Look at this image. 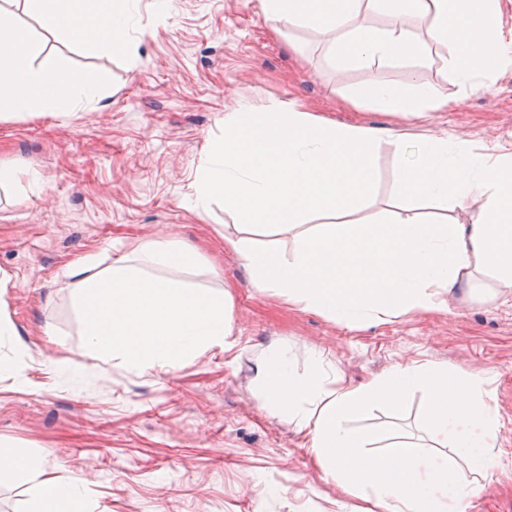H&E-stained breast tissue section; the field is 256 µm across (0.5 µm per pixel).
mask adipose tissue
<instances>
[{
	"mask_svg": "<svg viewBox=\"0 0 512 512\" xmlns=\"http://www.w3.org/2000/svg\"><path fill=\"white\" fill-rule=\"evenodd\" d=\"M262 5L282 25L316 28L340 67L419 56L422 45L402 25L409 15L430 18L429 38L453 46L454 66L463 76L492 69L502 54L496 0H262ZM379 10L392 18L391 26L359 24L361 13ZM355 99L391 112L437 103L418 79L402 91L369 84ZM387 135L376 127L329 124L291 105L269 112L241 107L225 115L224 136L197 171L195 207L204 211L214 197L223 198L238 228L225 244L255 287L285 291L290 300L342 324L379 325L412 310L443 309L445 295L483 270L512 288V161L452 152L447 138H436L420 163L401 166L394 192L403 201L428 197L460 208L479 202L471 223L440 224L410 214L349 223L373 186V154ZM313 212L334 221L315 225L293 255L256 243V229L284 232ZM258 374L263 408L293 422L326 479L360 500L356 512H448L449 502L479 496L480 477L499 466L493 446L497 407L480 374L414 362L352 387L323 369L296 375L287 353L275 346L261 359ZM413 390L425 393L426 416L441 433V446L453 448L472 480L461 479L445 461L424 467L420 444L404 437L384 453H369L371 435L348 428L352 417L375 405L397 407ZM2 472L22 474L34 484L27 512H81L80 478L48 476L0 443Z\"/></svg>",
	"mask_w": 512,
	"mask_h": 512,
	"instance_id": "adipose-tissue-1",
	"label": "adipose tissue"
}]
</instances>
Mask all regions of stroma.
I'll return each instance as SVG.
<instances>
[{
  "label": "stroma",
  "mask_w": 512,
  "mask_h": 512,
  "mask_svg": "<svg viewBox=\"0 0 512 512\" xmlns=\"http://www.w3.org/2000/svg\"><path fill=\"white\" fill-rule=\"evenodd\" d=\"M511 40L499 66L462 79L451 47L429 44L406 63L337 69L310 28L277 36L261 0H134L129 60L88 58L37 22L25 27L53 58L110 81L101 101L74 110L46 106L0 120V164L17 182L0 189V441L54 477L78 476L87 512H352L354 499L323 479L294 425L256 399L257 366L269 345L287 350L297 373L335 366L352 385L411 361L484 372L501 428L502 466L464 512H512V288L479 275L441 311H411L376 326L337 323L272 289L252 287L224 246L235 234L222 200L193 209L194 181L224 116L276 103L338 124L391 129L375 155L377 180L361 216L397 206L398 168L420 161L447 135L452 148L512 157V0H498ZM302 42L296 56L291 42ZM428 83L447 107L388 112L350 104L364 83L402 89ZM162 241L194 249L195 283L231 295L234 347H214L176 368L139 370L85 343L64 275L72 262L99 268L141 259L149 276L170 268L141 258ZM425 396L351 421L376 436L429 444Z\"/></svg>",
  "instance_id": "1"
}]
</instances>
